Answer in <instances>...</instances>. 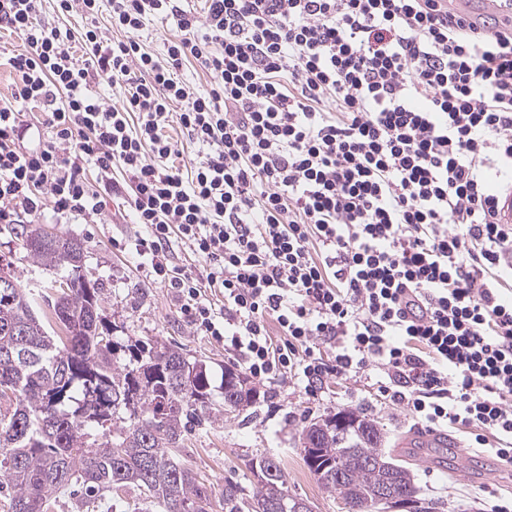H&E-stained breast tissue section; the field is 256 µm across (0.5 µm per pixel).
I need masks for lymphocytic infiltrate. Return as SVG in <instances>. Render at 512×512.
<instances>
[{"label": "lymphocytic infiltrate", "instance_id": "lymphocytic-infiltrate-1", "mask_svg": "<svg viewBox=\"0 0 512 512\" xmlns=\"http://www.w3.org/2000/svg\"><path fill=\"white\" fill-rule=\"evenodd\" d=\"M43 2L0 0L25 45L5 60L1 224L98 216L112 195L188 325L252 377L314 395L377 369L418 423L475 427L512 465V226L489 184L512 173L511 23L448 0H54L87 18L77 36L39 21ZM169 20L180 37L148 52ZM188 63L209 91L179 78Z\"/></svg>", "mask_w": 512, "mask_h": 512}]
</instances>
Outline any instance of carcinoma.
I'll use <instances>...</instances> for the list:
<instances>
[{"label":"carcinoma","instance_id":"carcinoma-1","mask_svg":"<svg viewBox=\"0 0 512 512\" xmlns=\"http://www.w3.org/2000/svg\"><path fill=\"white\" fill-rule=\"evenodd\" d=\"M28 256L56 270L50 315L12 277L0 287V497L3 512H50L52 496L73 484L91 494L132 491L133 512H209L210 495L178 458L192 424L215 423L224 408H245L257 392L232 366L220 387L210 366L163 339L146 345L112 338L97 281L83 274L81 243L44 224H12ZM302 437L317 449L306 460L326 490L354 512H383L378 492L396 484L414 512H437L418 497L412 473L383 451L367 415L339 411L310 423ZM252 495L224 485V512H303L270 456L255 460Z\"/></svg>","mask_w":512,"mask_h":512}]
</instances>
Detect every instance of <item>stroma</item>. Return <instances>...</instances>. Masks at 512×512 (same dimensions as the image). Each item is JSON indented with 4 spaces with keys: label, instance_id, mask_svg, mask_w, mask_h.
<instances>
[{
    "label": "stroma",
    "instance_id": "stroma-1",
    "mask_svg": "<svg viewBox=\"0 0 512 512\" xmlns=\"http://www.w3.org/2000/svg\"><path fill=\"white\" fill-rule=\"evenodd\" d=\"M105 223L97 219L61 222L45 210L41 223L58 227L80 240L86 254L89 278L99 280L105 314L117 325L118 341L160 337L213 370L231 364L221 342L194 332L186 323L172 289L149 280L130 242L142 232L121 200L106 203ZM0 258L10 261V271L34 295L54 279L55 270L28 257L20 240L0 231ZM262 399L223 421L193 426L179 457L198 473L211 495V512H224V486L240 484L252 491V458H278L288 478L290 495L303 500L310 512H348L336 495L322 488L303 461V428L339 411L362 412L374 418L385 437V450L408 467L419 495L439 502L438 512H490L493 505L512 502V467L499 459L488 460L474 449L475 430L453 425L432 431L416 423L406 405L380 396L369 376L328 384L312 397L303 386L276 380L256 384Z\"/></svg>",
    "mask_w": 512,
    "mask_h": 512
}]
</instances>
